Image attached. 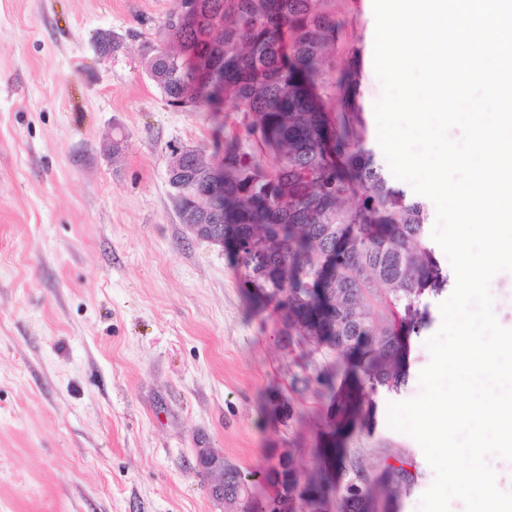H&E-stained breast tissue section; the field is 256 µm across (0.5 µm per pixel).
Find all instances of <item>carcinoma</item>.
Wrapping results in <instances>:
<instances>
[{"label":"carcinoma","mask_w":512,"mask_h":512,"mask_svg":"<svg viewBox=\"0 0 512 512\" xmlns=\"http://www.w3.org/2000/svg\"><path fill=\"white\" fill-rule=\"evenodd\" d=\"M210 21L163 26L173 45L145 40V71L168 105L243 115L246 139L224 138L217 176L195 185L224 216L225 249L251 287L256 266L281 273L287 316L305 338L336 353L317 378L330 402L335 436L373 417L372 397L399 393L409 377L410 336L427 327L428 294L450 281L429 242L419 201L389 184L366 148L357 104L359 67L336 82L319 81L340 25L324 0H196ZM343 111H336V100ZM361 196L358 208L345 205ZM268 228L263 254L247 248ZM390 467L391 496L410 492L419 473ZM353 496L362 484L360 456L336 442L322 450L320 480L303 502L323 500L331 485Z\"/></svg>","instance_id":"cac0c4a2"}]
</instances>
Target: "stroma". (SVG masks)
Returning a JSON list of instances; mask_svg holds the SVG:
<instances>
[{"label":"stroma","mask_w":512,"mask_h":512,"mask_svg":"<svg viewBox=\"0 0 512 512\" xmlns=\"http://www.w3.org/2000/svg\"><path fill=\"white\" fill-rule=\"evenodd\" d=\"M323 69L361 63L365 139H377L373 0H332ZM177 0H0V512H220L196 450L258 479L290 450L301 474L324 441L316 378L335 359L257 302L225 251L181 223L172 146L214 151L240 115L170 107L140 45ZM121 48L102 59L95 34ZM354 432L373 479L396 457L420 477L389 512H419L435 473L387 424L430 362Z\"/></svg>","instance_id":"stroma-1"}]
</instances>
